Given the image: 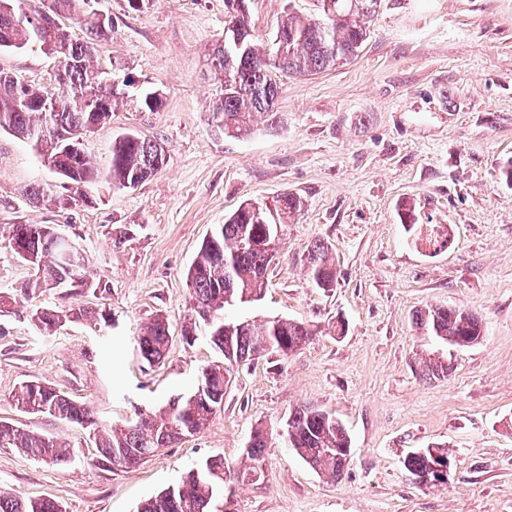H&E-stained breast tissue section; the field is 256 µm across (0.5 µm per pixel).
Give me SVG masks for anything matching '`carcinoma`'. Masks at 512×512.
<instances>
[{
  "label": "carcinoma",
  "instance_id": "obj_1",
  "mask_svg": "<svg viewBox=\"0 0 512 512\" xmlns=\"http://www.w3.org/2000/svg\"><path fill=\"white\" fill-rule=\"evenodd\" d=\"M378 0H318V13L312 16L287 14L281 22L271 46L265 53L256 48L246 13L229 15L224 24V40L211 59V69L227 77L220 97L209 107V117H220L223 125L210 124L217 136L237 137L251 131L253 118L263 114L274 121L279 95V77L315 75L335 66L340 60L357 55L367 36V19L376 12ZM86 0H52L50 12L76 14L84 10ZM90 34L84 42L72 40L58 28L52 33L57 53L69 61L67 79H56L68 90L59 96L50 85L36 87L13 83L9 74L0 71V131L31 144L36 153L67 183L68 194L53 197L47 190L31 187L24 191L29 202H58L75 205L88 199L85 188L95 184L100 172L84 152H70L59 144V136L90 124H100L112 114V106L126 94L127 84L115 87L90 69L93 42L112 35L103 31L96 13L84 14ZM36 19L25 14L21 0H0V51L19 50L38 41ZM107 94V107L96 112L90 108L85 91ZM50 97L58 104L52 114L42 111L38 102ZM54 124L56 135L34 141L31 135ZM158 146L151 140L126 134L112 142L110 178L112 184L134 189L152 177L163 165ZM303 200L291 193L273 199L272 213L265 221L284 231L288 221L300 212ZM260 224L247 210H236L224 223L216 226L212 237L197 252L187 274L194 298L196 320L183 330V340L196 336L197 320L205 326V338L220 354V360L202 368L197 386L184 395L142 418L124 425H100L91 409L60 390L40 381H27L12 394L16 410L25 414H49L94 430L96 454L92 465L101 468L129 467L155 455L161 447L202 432L209 420L224 404V394L234 368L251 361L264 351L286 358L299 350L311 331L300 321L271 320L258 323L241 318L228 320L224 311L249 304L244 296L260 297L267 283L272 262L265 250L248 244L250 234ZM57 229L49 224H13L8 248L22 263L34 264L26 288L53 290L70 299L85 289L99 288L86 274L83 254L75 252L77 271L68 269L60 258ZM307 275L317 288H331L336 283V264L330 258L328 244L314 240L305 256ZM100 323L105 314L79 303L58 309L31 310L39 332L47 335L57 328L60 317ZM416 325L428 336L450 346L456 343L474 345L483 336L479 317L462 309L426 307L417 311ZM231 331L224 332V325ZM172 336L166 321L153 319L135 343L137 352L149 364L160 361L169 352ZM293 434L288 439L302 462L317 473L333 479L341 476L349 463V454L340 452L351 447L345 426L330 413L302 405L288 415ZM0 448H17L23 454L54 466L72 461L74 452L59 439L36 435L10 422L0 420ZM267 448V432L255 430L247 448L249 464L241 472L245 476L263 468ZM448 457V449L439 445L410 452L405 469L418 477L430 469L432 455ZM222 484L189 472L175 486L168 487L145 500L137 512H211L210 506ZM0 512H63L61 504L47 498H24L0 493Z\"/></svg>",
  "mask_w": 512,
  "mask_h": 512
}]
</instances>
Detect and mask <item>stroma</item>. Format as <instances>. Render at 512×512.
<instances>
[{"instance_id":"stroma-1","label":"stroma","mask_w":512,"mask_h":512,"mask_svg":"<svg viewBox=\"0 0 512 512\" xmlns=\"http://www.w3.org/2000/svg\"><path fill=\"white\" fill-rule=\"evenodd\" d=\"M112 35L98 41L96 71L124 68L132 79L109 119L82 142L107 171L113 140L126 132L157 142L162 168L136 189L99 181L88 202L30 203L40 185L63 179L28 143L0 132V292L27 311L55 308L52 291L25 292L29 268L6 247L12 224H51L88 258L99 281L78 303L104 311V332L84 321L43 335L25 315L0 316V419L53 436L75 451L53 466L0 448V490L57 500L64 512H137L147 498L219 457L225 470L247 462L252 432L272 439L265 477L227 479L219 512H512V0H379L358 56L313 76L284 78L269 127L218 137L207 123L218 87L210 70L224 37L225 0H99ZM256 41L266 47L287 12L312 15L314 0H246ZM57 62L39 44L0 53V71L53 82ZM163 105L149 111L147 91ZM282 192L304 207L284 231L262 299L228 318L282 317L312 334L289 357L243 362L224 405L195 437L126 469L89 466L78 425L26 415L12 405L20 383L38 380L90 405L104 425L124 424L190 392L216 361L205 339L186 344L192 314L187 271L217 224L248 199ZM413 210L417 221L402 220ZM444 224L448 245L422 242ZM124 244H114L119 229ZM336 263L334 288L311 286L304 254L315 239ZM466 309L484 336L452 349L415 325L427 306ZM173 335L169 354L148 366L134 338L154 317ZM344 320L348 330L336 335ZM447 375L423 376L429 359ZM310 405L341 421L350 463L332 480L305 465L278 436L288 414ZM441 444L446 484L421 486L405 470L408 452Z\"/></svg>"}]
</instances>
